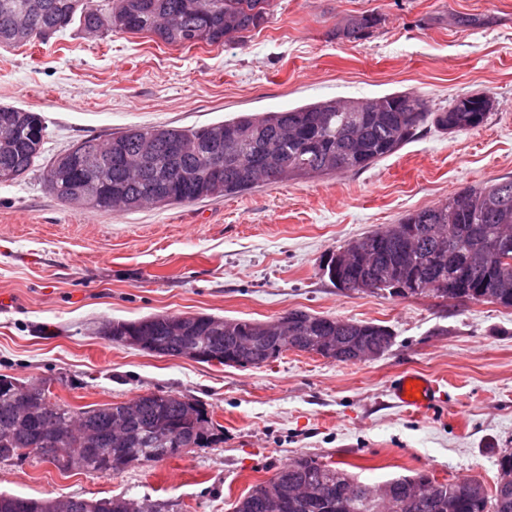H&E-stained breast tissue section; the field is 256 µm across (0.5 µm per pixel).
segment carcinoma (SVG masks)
I'll return each instance as SVG.
<instances>
[{
    "label": "carcinoma",
    "mask_w": 512,
    "mask_h": 512,
    "mask_svg": "<svg viewBox=\"0 0 512 512\" xmlns=\"http://www.w3.org/2000/svg\"><path fill=\"white\" fill-rule=\"evenodd\" d=\"M25 0H0V45L26 46L48 43L58 33L76 24L90 37H105L113 32V18L125 21L130 34L156 35L168 45L190 46L196 35L204 43L224 44L262 28L269 20L271 0H42L43 12L21 30L14 27L15 10ZM382 20L377 13L360 14L336 29L338 39L357 40L370 33ZM361 101L364 112H351L349 106ZM490 115L485 112L434 111L419 96L395 92L379 99H339L334 104L319 100L282 111L242 114L205 126L178 128L153 126L130 128L112 134V143L95 138L79 142L80 150L71 161L55 157L46 165L45 181L60 201L72 193L82 180L101 184L104 196L85 201L84 206L110 211L130 210L122 200H109V193L120 188L129 200L149 199L150 207L189 203L204 199L236 196L253 190L259 183H288L345 171L362 170L396 153L413 141L420 131L432 125L449 133L475 130ZM25 126L17 132L13 149L0 153V172L13 173L15 182L31 171L42 156L44 121L40 114L27 112ZM218 134L224 147V171L210 172L211 136ZM155 141L151 162L139 167L140 142ZM119 151V159L102 157L108 146ZM193 148L189 154L172 152V147ZM504 224L512 226V178H502L463 190L460 200L447 198L402 217L385 230L369 233L377 253V264L401 260L418 275L419 294L430 292L432 280L452 282L448 292L452 300H483L481 289H498L497 304L512 309V288H503L512 278V249L504 251L509 261H497L477 277L471 276L475 256L490 250ZM297 336H318L313 323L324 324L327 317L293 310ZM137 332L152 338L162 355L178 357L183 348L197 347L237 355L243 343L254 334L258 322L237 320L232 336L212 327L209 316L202 315L195 332L174 336L157 320L143 317L131 321ZM338 335L347 337L345 345L387 342L390 330L374 322L347 321ZM24 397L8 375H0V456L12 448H24L45 424L60 429L81 421L92 433L91 450L84 444L71 450L78 456L77 470L87 473L113 468L121 455L151 448L164 450L157 432L190 433L193 423L186 416L183 397L141 395L127 422L125 446H114L111 423L121 413L119 403L90 404L78 409L58 400L47 407L45 398L29 396L30 410L22 419L16 403ZM275 478L291 486L313 483L318 488L316 503L308 507L295 503L288 512H381L366 492L356 487L341 490L356 478L346 469L315 458H298L275 473ZM448 497L434 501L412 502L401 512H512V493L504 497L500 490L488 495L472 481L451 483ZM263 485H253L235 505L234 512H262L259 507ZM44 506V501L0 493V512H28L26 505ZM71 512H157L156 504L144 500L99 499L91 507L88 500L76 498Z\"/></svg>",
    "instance_id": "cac0c4a2"
}]
</instances>
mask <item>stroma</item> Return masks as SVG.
Listing matches in <instances>:
<instances>
[{
  "instance_id": "stroma-1",
  "label": "stroma",
  "mask_w": 512,
  "mask_h": 512,
  "mask_svg": "<svg viewBox=\"0 0 512 512\" xmlns=\"http://www.w3.org/2000/svg\"><path fill=\"white\" fill-rule=\"evenodd\" d=\"M377 12L360 40L333 37ZM473 18L470 26L461 25ZM395 91L432 109L485 95L480 128L429 126L370 168L268 184L234 198L133 212L64 204L43 166L0 184V374L50 383L72 406L146 393L202 402L216 440L111 475L0 462V492L46 499H148L165 512H233L252 485L305 455L378 483L416 471L494 491L512 451V309L336 288L332 253L454 193L512 177V0H273L263 28L226 45L175 47L143 34L70 29L0 46V105L40 113L43 153L129 127H199L240 113ZM300 309L387 326L380 358L290 351L259 367L157 356L112 344L108 320L206 314L267 321ZM430 375L452 408L394 404L401 373Z\"/></svg>"
}]
</instances>
